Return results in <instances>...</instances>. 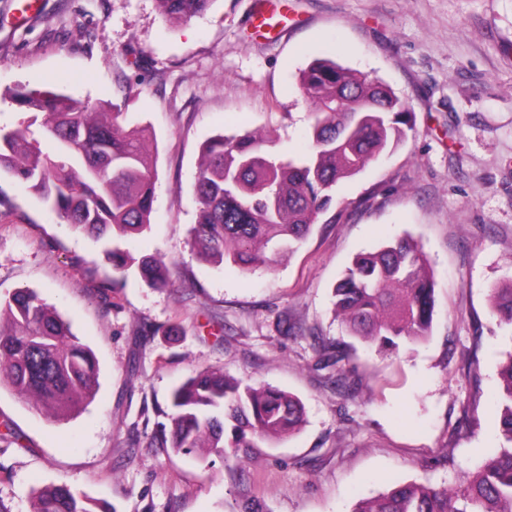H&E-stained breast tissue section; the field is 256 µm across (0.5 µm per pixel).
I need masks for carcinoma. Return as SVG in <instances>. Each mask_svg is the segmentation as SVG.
I'll use <instances>...</instances> for the list:
<instances>
[{"mask_svg":"<svg viewBox=\"0 0 512 512\" xmlns=\"http://www.w3.org/2000/svg\"><path fill=\"white\" fill-rule=\"evenodd\" d=\"M164 12L187 20L211 0H160ZM300 89L315 110L312 144L301 158L282 159L273 140L251 132L210 138L202 147L194 186L196 224L191 230L206 261L229 262L242 272L270 266L294 252L320 214L332 205L336 186L398 147L412 129V112L383 81L353 73L334 61L312 63ZM15 102L31 113L54 141L42 150L29 129L0 128V172L38 195L58 218L95 240L140 235L150 225L155 197L154 160L146 129L123 112L78 107L55 92L18 91ZM354 111L346 109L347 103ZM118 282L131 270L152 288L169 284L166 269L148 256L109 251ZM334 310L350 335L380 353L424 340L432 325L435 282L422 246L410 236L362 254L333 290ZM492 313L512 326V284L491 291ZM347 354L333 342L320 360L337 364ZM499 426L512 443V353L501 368ZM50 417L83 407L96 386V363L56 310L28 288L0 299V384ZM168 423L151 444L190 452L204 448L229 460L227 449L289 436L304 421L303 406L269 385H244L207 368L171 396ZM34 512H93L66 484L36 493ZM352 512H512V447L497 449L456 489L398 483L363 498Z\"/></svg>","mask_w":512,"mask_h":512,"instance_id":"carcinoma-1","label":"carcinoma"}]
</instances>
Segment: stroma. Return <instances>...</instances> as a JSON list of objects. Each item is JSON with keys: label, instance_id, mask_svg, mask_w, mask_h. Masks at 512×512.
<instances>
[{"label": "stroma", "instance_id": "35a3bbf8", "mask_svg": "<svg viewBox=\"0 0 512 512\" xmlns=\"http://www.w3.org/2000/svg\"><path fill=\"white\" fill-rule=\"evenodd\" d=\"M212 0L174 23L157 0H39L24 20L0 0V128L28 114L15 91L114 106L147 124L156 156L149 229L122 249L154 254L165 288L106 284L104 243L62 223L0 174V298L33 289L96 360L92 400L58 422L0 386V512H32L67 484L94 512H352L406 480L455 488L504 444L500 367L512 327L491 312L512 281V0ZM317 58L383 80L411 110L405 141L339 183L336 204L289 258L249 273L201 261L190 235L200 147L271 134L305 153ZM435 281L428 338L382 355L349 336L333 288L353 259L402 236ZM178 324L175 337L162 329ZM350 358L320 370L316 337ZM298 397L305 424L244 449L242 465L147 442L172 391L205 368ZM354 380L351 392L338 375Z\"/></svg>", "mask_w": 512, "mask_h": 512}]
</instances>
